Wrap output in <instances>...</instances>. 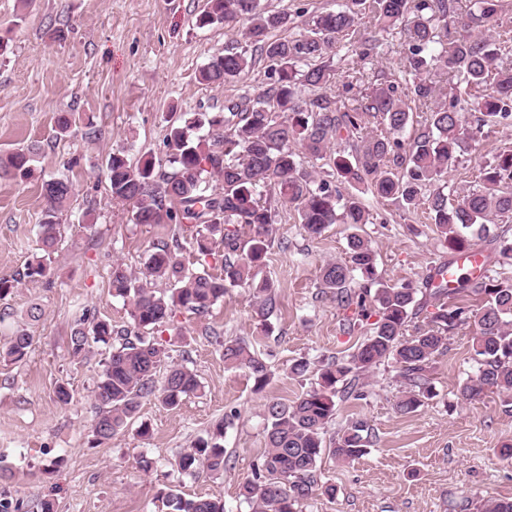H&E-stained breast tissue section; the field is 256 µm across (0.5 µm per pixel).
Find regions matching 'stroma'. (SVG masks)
<instances>
[{
    "mask_svg": "<svg viewBox=\"0 0 512 512\" xmlns=\"http://www.w3.org/2000/svg\"><path fill=\"white\" fill-rule=\"evenodd\" d=\"M351 0H265L267 9L288 11V38L303 31L314 15ZM205 0H32L17 19V0H0V155L37 143L41 152L24 182L0 179V276L32 261L45 201L43 179L72 162L75 196L64 216V233L50 282L26 283L0 300V337L27 329L34 342L24 363H0V493L21 500L23 512H167L159 492L224 501L225 512H248L239 486L266 451L264 405L285 402L309 390L312 375H290L298 359L348 358L370 323L354 310L322 295L318 270L344 258L351 228L335 224L321 237H309L293 208L283 207L275 224L262 275L273 282L280 306L270 328H262L252 291L237 287L203 318L178 312L158 339L173 362L199 375L203 388L176 409L154 398L141 402L136 421L112 440L92 434L91 392L102 371V357L70 356L68 339L76 314L90 307L114 327L130 323L128 307L113 296V262L142 271L154 244L170 239L167 226L135 224L126 206L108 190L105 158L128 148L131 159L161 156L171 114L220 112L226 99L265 89L269 62L256 58L250 73L233 86L214 88L198 80L213 55L240 42V28H201L196 16ZM63 30V39L51 34ZM402 33L381 36L370 60L338 51L333 64L339 95L353 72L371 87L375 76L397 73ZM75 116L69 136H55L58 113ZM512 148V126L484 128L477 152H465L448 173L449 190L475 188L479 165ZM370 211L362 233L377 251V272L388 283L420 286L429 270L451 258L435 225L419 210L377 200L364 186L355 189ZM39 305L43 315L30 320ZM242 338L272 372L255 391L245 370L224 366L222 348L208 338ZM472 328L451 335L448 348L432 365L434 396L402 416L394 404L401 394L394 361L377 366L366 380L367 397L341 400L329 433L361 419L373 429L374 445L350 463L323 458L321 482L334 484L335 498L320 495L302 512H476L483 500L512 498V464L500 455L512 440V414L498 394L464 403L458 385L476 366ZM72 399L60 404L58 382ZM233 413L222 443L228 463L222 474L193 476L175 467L178 455L208 437L226 413ZM151 427L138 436L139 424ZM150 469H143L141 459Z\"/></svg>",
    "mask_w": 512,
    "mask_h": 512,
    "instance_id": "35a3bbf8",
    "label": "stroma"
}]
</instances>
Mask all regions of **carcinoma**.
<instances>
[{
  "label": "carcinoma",
  "mask_w": 512,
  "mask_h": 512,
  "mask_svg": "<svg viewBox=\"0 0 512 512\" xmlns=\"http://www.w3.org/2000/svg\"><path fill=\"white\" fill-rule=\"evenodd\" d=\"M353 7L323 11L304 33L273 39L270 33L292 24L286 11L271 12L261 0H206L197 17L200 27L246 22L244 44L213 57L199 80L214 87L241 80L258 52L271 63L269 88L228 99L224 111L182 113L167 127L165 155L133 163L126 150L106 158L112 200L131 208L135 224H170L171 239L155 244L136 273L121 263L112 265L113 295L129 303L130 327L83 312L68 340L72 357L87 356L93 345L105 346L103 369L93 388V433L107 441L127 427L145 398L175 408L202 388L198 375L182 364H170L161 385L158 367L168 358L154 332L174 322L184 310L197 317L231 289L256 290L257 314L265 327L279 309L266 279L256 282L265 266L279 207L295 208L299 223L317 237L332 224L357 229L370 223L361 198L346 190L366 184L381 200L422 208L451 250L472 246L470 237L484 238L490 224L512 214V150L498 153L481 167L480 188L460 193L454 202L444 192L448 170L465 151H477L482 128L512 122V67L500 61L490 34L502 12V0H373L371 12L379 30L403 29L407 52L401 62L404 81H381L371 92L338 103L328 90L337 72L331 58L339 38L367 58L377 48L365 36ZM463 96L464 105L438 102L446 86ZM310 91L301 96L300 88ZM429 112L424 129L406 142L400 138L412 122V105ZM207 128L202 136L193 130ZM34 152L20 150L0 157V175L26 180L33 172ZM320 166L310 170L304 159ZM171 171H166L165 167ZM46 206L39 223L42 255L24 270L0 277V300L26 281L49 280L62 238L63 213L74 197L66 175L42 182ZM244 225L250 237H240ZM223 246L222 272L205 266ZM190 246L200 268L186 266ZM362 283L353 286L355 276ZM441 270L428 276L425 291L410 284L378 283L376 251L354 232L348 236L346 259L329 260L319 269L321 293L336 295L337 304L355 307L368 317L366 301L373 297L376 320L347 360L331 359L316 369V382L291 403L265 404L267 454L240 488L250 512H301L302 502L319 494L333 497L336 486L320 483L318 462L329 455L350 462L367 452L373 435L367 422L356 420L333 437L327 428L336 419L337 400L365 397L364 379L387 360L399 365L400 414H410L433 397L430 369L434 357L448 346V334L473 322L476 370L458 386L462 399L472 401L494 390L505 412H512V280L489 276L461 278L449 290L433 285ZM380 284L376 291L371 286ZM422 294L424 300L417 299ZM481 301L472 312L467 297ZM433 307L424 324L410 323ZM224 365L248 371L254 388L263 390L271 373L265 360L243 339L222 340ZM33 337L18 329L0 345V360L17 364L29 352ZM222 419L208 438H200L178 456V468L189 474L224 471L226 456L219 439ZM168 512H224L220 498H186L172 490L161 493ZM478 512H512V499L491 498Z\"/></svg>",
  "instance_id": "cac0c4a2"
}]
</instances>
